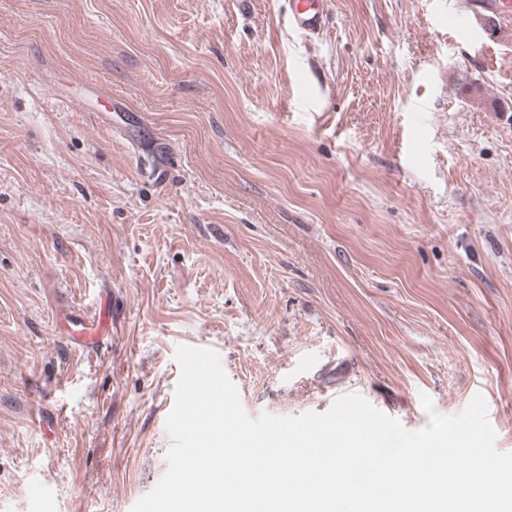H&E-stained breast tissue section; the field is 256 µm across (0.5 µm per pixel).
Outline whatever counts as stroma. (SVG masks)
<instances>
[{
	"mask_svg": "<svg viewBox=\"0 0 512 512\" xmlns=\"http://www.w3.org/2000/svg\"><path fill=\"white\" fill-rule=\"evenodd\" d=\"M467 2L0 0V512H132L181 345L254 419L480 395L512 451V21ZM290 20L307 34H317L326 22V0H290Z\"/></svg>",
	"mask_w": 512,
	"mask_h": 512,
	"instance_id": "obj_1",
	"label": "stroma"
}]
</instances>
